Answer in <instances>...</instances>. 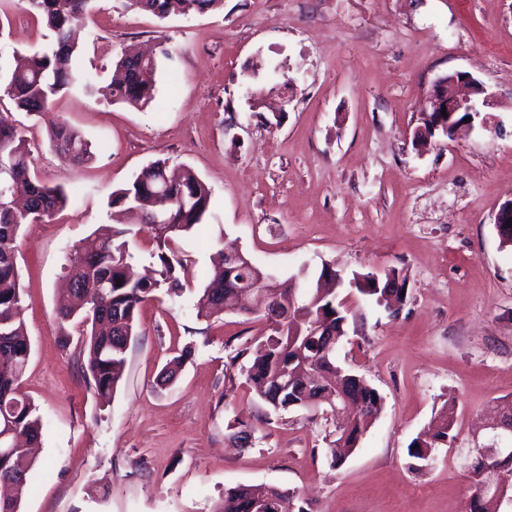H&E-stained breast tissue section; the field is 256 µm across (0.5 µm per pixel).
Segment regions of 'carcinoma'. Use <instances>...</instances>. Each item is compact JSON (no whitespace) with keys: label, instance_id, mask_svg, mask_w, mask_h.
Here are the masks:
<instances>
[{"label":"carcinoma","instance_id":"1","mask_svg":"<svg viewBox=\"0 0 512 512\" xmlns=\"http://www.w3.org/2000/svg\"><path fill=\"white\" fill-rule=\"evenodd\" d=\"M25 10L43 19L54 35V48L24 57L14 68L0 64V94L31 114L50 109L54 99L66 88L80 83L91 93H103L115 103L134 108L149 105L155 97L157 61L138 64L123 56L112 68L110 83L96 86L89 74L79 72L75 63L80 50L72 41V30L93 10L96 0H17ZM223 0H131V4L159 19L187 15L220 6ZM50 143L72 165L93 159L90 144L81 133L65 122L51 125ZM164 195L167 207L157 212L149 205ZM24 206L14 205V197ZM211 191L189 168L179 174L168 170L158 159L146 167L126 187L111 195L109 205L119 207L129 224L107 236L89 235L66 254L71 271L68 294L56 309L60 325L82 329L83 375L90 388L102 400L111 398L126 369L128 342L135 334L137 316L143 303L161 287L170 295L183 291L181 273L185 265L173 249L175 239L190 233L209 215ZM70 197L61 184L42 183L31 169V150L21 132L0 115V433L12 431L10 438L23 446L9 451L0 449V487L10 493L0 495V512H19L28 489V474L35 465L31 449L42 437V420L34 402L20 391V381L30 355L24 326L17 317L22 288L18 267L17 238L21 227L40 224L63 211ZM163 222L155 223L156 215ZM146 233L154 244L150 257L157 265L158 277L148 279L138 269L133 252L135 237ZM342 275L323 266L315 286L299 288L278 284L280 292L271 295L267 311L262 313L270 333L256 349L246 343H225L226 368H240L258 398L275 411L290 408L317 411L334 407L345 399L362 401L352 418L336 429L331 451L332 462L339 466L343 456L357 447L360 438L373 425L383 408V398L360 376L336 364L335 350H325L321 326L348 335L356 313L337 300L336 281ZM122 285H117V282ZM351 283L366 296L375 298L391 314L407 304V278L395 268L379 276L371 271L355 272ZM270 287L269 273L249 259L227 277L224 267L215 270L200 289L197 316L210 317L230 307L228 296L236 289L255 290ZM186 347L166 364L162 381L173 380L191 357ZM456 404L448 401L437 411L431 428L413 439L408 454L416 460V471L437 463L435 450L452 443ZM503 475L508 490L505 497L482 493L490 475ZM473 487L469 512H504L512 507V454L487 462L478 461L467 470ZM220 512H311L307 501L292 492L276 488L235 487L224 491Z\"/></svg>","mask_w":512,"mask_h":512}]
</instances>
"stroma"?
Here are the masks:
<instances>
[{
    "instance_id": "1",
    "label": "stroma",
    "mask_w": 512,
    "mask_h": 512,
    "mask_svg": "<svg viewBox=\"0 0 512 512\" xmlns=\"http://www.w3.org/2000/svg\"><path fill=\"white\" fill-rule=\"evenodd\" d=\"M77 39L79 65L100 86L124 51L161 42L172 57L159 60L143 109L79 86L38 116L0 99L38 178L72 199L17 239L31 345L21 389L43 422L20 512H216L226 489L259 485L296 492L316 512H467L461 460L488 442L484 422L512 407V248L494 224L512 200V0H223L164 20L98 0ZM51 40L19 5L0 13L4 60ZM455 72L483 84L486 120L415 146L435 80ZM58 121L89 140L91 162L65 164L50 148ZM159 158L207 184L215 219L177 241L187 286L141 306L125 378L103 402L82 375L78 331L63 335L55 318L65 255L112 226V192ZM225 244L303 288L325 265L347 278L407 274L395 317L340 290L358 331L337 362L383 398L341 466L328 453L335 420L274 412L226 370L225 342L262 336L265 321L198 317L197 292ZM187 346L175 382L159 384ZM451 399L454 443L411 470L410 442ZM237 420L255 426L251 445L231 442Z\"/></svg>"
}]
</instances>
